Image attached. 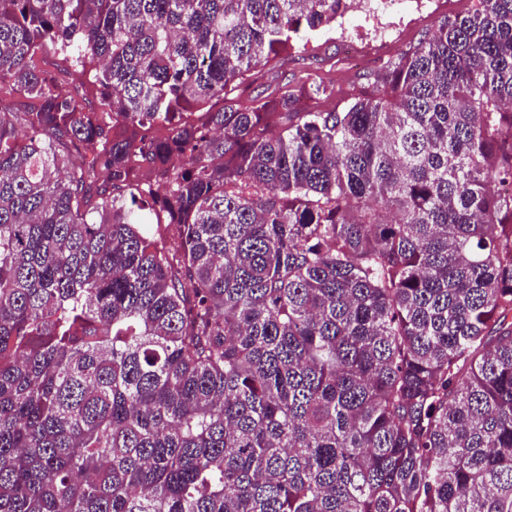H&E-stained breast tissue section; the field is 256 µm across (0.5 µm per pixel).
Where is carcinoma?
I'll use <instances>...</instances> for the list:
<instances>
[{"label": "carcinoma", "mask_w": 512, "mask_h": 512, "mask_svg": "<svg viewBox=\"0 0 512 512\" xmlns=\"http://www.w3.org/2000/svg\"><path fill=\"white\" fill-rule=\"evenodd\" d=\"M350 2L0 0V512H512V0L230 101ZM37 64L39 66H47L68 72L69 74L66 76V83L63 85V89L65 90H69L75 85H85V82H87L85 76L77 71L75 72L71 67L69 60L58 53L54 54L51 52L39 57L37 59Z\"/></svg>", "instance_id": "cac0c4a2"}]
</instances>
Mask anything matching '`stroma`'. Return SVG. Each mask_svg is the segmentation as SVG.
Here are the masks:
<instances>
[{
    "label": "stroma",
    "mask_w": 512,
    "mask_h": 512,
    "mask_svg": "<svg viewBox=\"0 0 512 512\" xmlns=\"http://www.w3.org/2000/svg\"><path fill=\"white\" fill-rule=\"evenodd\" d=\"M474 7L475 0H432L425 9L403 8L402 20L390 40L368 39L359 42L353 52L344 43L341 28L368 29L372 23L361 15L345 16L338 20L336 31L297 44L255 69L236 89V100L249 106L267 95L288 93L300 96L301 107L308 112L344 107L379 68L432 32L440 19L466 14ZM318 85L326 87V94H315Z\"/></svg>",
    "instance_id": "obj_1"
}]
</instances>
